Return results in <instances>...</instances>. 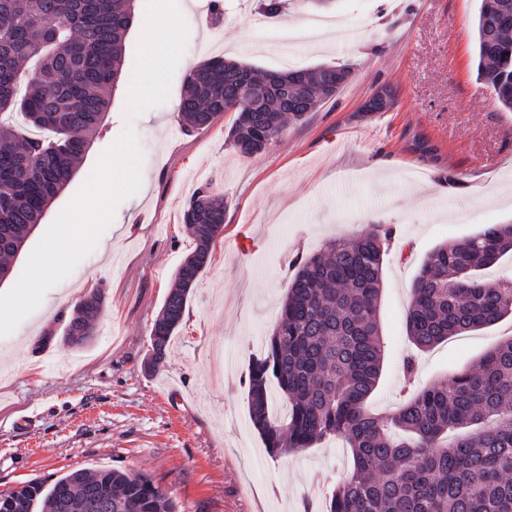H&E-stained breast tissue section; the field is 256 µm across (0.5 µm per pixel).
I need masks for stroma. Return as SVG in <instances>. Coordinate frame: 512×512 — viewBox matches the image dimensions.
I'll return each mask as SVG.
<instances>
[{
  "label": "stroma",
  "instance_id": "stroma-1",
  "mask_svg": "<svg viewBox=\"0 0 512 512\" xmlns=\"http://www.w3.org/2000/svg\"><path fill=\"white\" fill-rule=\"evenodd\" d=\"M178 0L190 38L167 101L127 120L137 28L109 110L78 170L47 208L0 283L8 292L59 211L101 154L133 124L144 153L142 183L123 201L95 250L10 335L0 338V494L79 469L142 472L168 489L180 512H303L352 464L342 442L271 456L248 414L243 379L277 323L296 255L372 226L412 243L388 255L379 304L385 346L366 406L385 413L412 394L403 357L415 354L416 386L463 372L505 337L512 320L414 352L406 334L410 285L437 245L512 222V112L476 78L478 0H287L266 27L258 0ZM356 28L353 44L319 42L313 17ZM231 57L265 71L352 64L356 75L266 149L231 145L234 113L185 131L177 106L199 63ZM391 88L390 112H365ZM223 194L224 231L189 295L159 371L144 367L151 330L194 242L181 221L201 184ZM102 291L93 338L62 341L75 305ZM415 386V387H416Z\"/></svg>",
  "mask_w": 512,
  "mask_h": 512
}]
</instances>
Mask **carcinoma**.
<instances>
[{"mask_svg":"<svg viewBox=\"0 0 512 512\" xmlns=\"http://www.w3.org/2000/svg\"><path fill=\"white\" fill-rule=\"evenodd\" d=\"M133 0H0V281L17 254L8 236L25 235L73 178L100 126L120 76ZM477 80L512 112V0H480L476 17ZM262 88L280 75L298 87L282 99L239 89L238 70ZM350 64L261 71L236 60L210 58L186 77L178 112L186 129L208 128L237 113L230 137L242 155L263 150L290 123H300L338 94ZM46 131L18 136L3 114ZM224 196L207 184L184 208L194 249L178 266L175 284L152 334L163 346L181 326L189 294L224 231ZM393 230L373 228L353 240L334 239L322 252L299 256L280 318L265 354L244 383L254 428L273 456L341 439L352 466L325 500L324 512H512V337L468 371L423 389L387 415L366 411L384 361L378 319L384 257ZM512 255V224L435 247L410 289L409 340L420 350L486 329L512 316V280L489 284L479 271ZM101 292L78 304L64 331L67 345L94 335ZM286 414H271L272 390ZM179 512L171 493L146 474L119 469L70 472L47 486L23 485L0 500V512Z\"/></svg>","mask_w":512,"mask_h":512,"instance_id":"cac0c4a2","label":"carcinoma"}]
</instances>
